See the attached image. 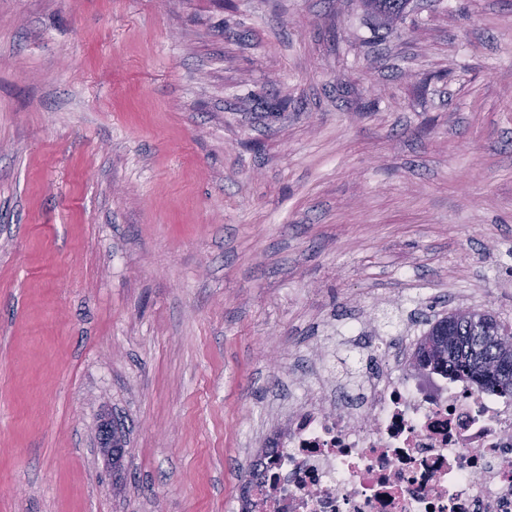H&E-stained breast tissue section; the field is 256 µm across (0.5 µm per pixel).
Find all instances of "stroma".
Wrapping results in <instances>:
<instances>
[{
    "label": "stroma",
    "instance_id": "stroma-1",
    "mask_svg": "<svg viewBox=\"0 0 512 512\" xmlns=\"http://www.w3.org/2000/svg\"><path fill=\"white\" fill-rule=\"evenodd\" d=\"M458 308L512 322V0H0V512H235ZM362 3L366 10L393 21L400 17L407 0H363Z\"/></svg>",
    "mask_w": 512,
    "mask_h": 512
}]
</instances>
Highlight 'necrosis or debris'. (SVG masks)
I'll use <instances>...</instances> for the list:
<instances>
[{
  "mask_svg": "<svg viewBox=\"0 0 512 512\" xmlns=\"http://www.w3.org/2000/svg\"><path fill=\"white\" fill-rule=\"evenodd\" d=\"M417 342L290 403L238 512H512V399L418 367Z\"/></svg>",
  "mask_w": 512,
  "mask_h": 512,
  "instance_id": "obj_1",
  "label": "necrosis or debris"
}]
</instances>
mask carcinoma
<instances>
[{"label":"carcinoma","instance_id":"carcinoma-1","mask_svg":"<svg viewBox=\"0 0 512 512\" xmlns=\"http://www.w3.org/2000/svg\"><path fill=\"white\" fill-rule=\"evenodd\" d=\"M407 0H363L366 10L386 20L400 17ZM418 365L469 384L480 392L512 398V380L502 365L512 364V324L487 311L459 309L429 323L418 350Z\"/></svg>","mask_w":512,"mask_h":512}]
</instances>
